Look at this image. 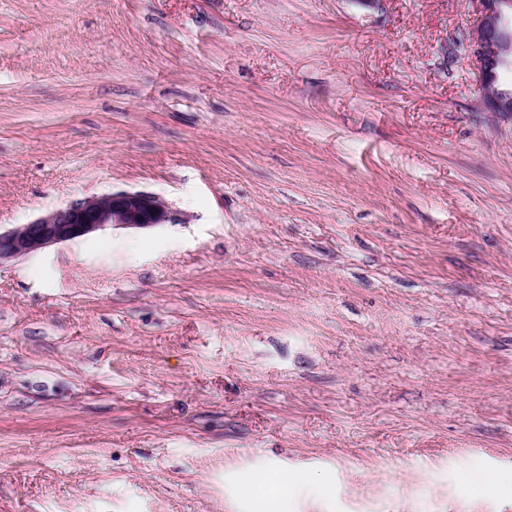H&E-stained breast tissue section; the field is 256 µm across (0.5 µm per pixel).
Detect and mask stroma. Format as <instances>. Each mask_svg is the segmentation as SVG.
I'll use <instances>...</instances> for the list:
<instances>
[{
	"instance_id": "1",
	"label": "stroma",
	"mask_w": 512,
	"mask_h": 512,
	"mask_svg": "<svg viewBox=\"0 0 512 512\" xmlns=\"http://www.w3.org/2000/svg\"><path fill=\"white\" fill-rule=\"evenodd\" d=\"M470 0H0V512H512V117ZM497 491H477L487 471ZM183 219L157 194L120 190L75 198L26 224L2 230L0 267L50 246L88 238L108 227L148 229Z\"/></svg>"
}]
</instances>
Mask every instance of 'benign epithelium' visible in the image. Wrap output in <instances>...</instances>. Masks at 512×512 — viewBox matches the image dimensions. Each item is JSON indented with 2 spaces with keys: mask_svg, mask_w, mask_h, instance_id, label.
<instances>
[{
  "mask_svg": "<svg viewBox=\"0 0 512 512\" xmlns=\"http://www.w3.org/2000/svg\"><path fill=\"white\" fill-rule=\"evenodd\" d=\"M476 10L460 51L476 65L480 87L491 70L512 65V0H473ZM490 112H512L497 91H481ZM183 219L157 194L120 190L75 198L26 224L0 229V266L50 246L88 238L108 227L148 229Z\"/></svg>",
  "mask_w": 512,
  "mask_h": 512,
  "instance_id": "benign-epithelium-1",
  "label": "benign epithelium"
}]
</instances>
